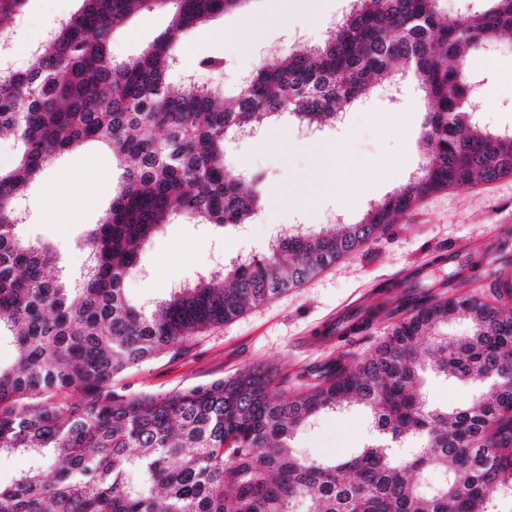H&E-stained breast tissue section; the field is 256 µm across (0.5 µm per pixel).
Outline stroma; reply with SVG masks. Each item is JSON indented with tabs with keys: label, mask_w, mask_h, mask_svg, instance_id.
I'll list each match as a JSON object with an SVG mask.
<instances>
[{
	"label": "stroma",
	"mask_w": 512,
	"mask_h": 512,
	"mask_svg": "<svg viewBox=\"0 0 512 512\" xmlns=\"http://www.w3.org/2000/svg\"><path fill=\"white\" fill-rule=\"evenodd\" d=\"M318 5L312 17L303 0H257L253 9L213 20L173 53L170 84L180 86L195 74L199 56L213 55L223 58L224 69L212 76V83L223 95L233 94L241 78L255 69L263 47L275 45L286 51L318 44L348 13L350 2L318 0ZM78 6V0H28L23 15L5 30L16 45L14 67H28V47ZM167 22L157 10L136 14L114 33V57L138 54ZM475 66L484 83L471 101L472 111L488 128L512 129V40L489 41ZM424 118L423 97L415 84L404 83L402 93L394 96L382 82L368 98L343 107L335 124L313 134H305L285 115L258 129L255 136L232 139L229 166L265 176L264 222L239 224L221 233L200 219L165 225L146 248L145 275L124 284L129 300L140 304L165 297L199 274L261 251L280 229L359 222L371 206L420 175L425 163L420 144ZM334 145L342 149L347 176L340 185L320 175L323 151ZM112 166L110 152L83 146L53 166L24 201L27 219L19 226V235L57 246L70 276H79L87 264L88 253L80 242L109 202L108 193L95 190L93 184ZM60 196L79 198L76 214L57 216ZM494 233L500 241L487 264L469 271L471 286L512 275V176L433 193L400 216L380 241L330 265L302 287L206 330L177 352L127 371L120 383L132 391L157 393L257 367L275 368L289 383H296L298 372L307 366L344 353L367 354L388 327L383 321L370 339L336 341L332 335L337 310L359 298L366 307H380L386 301L381 288L394 274L432 272L430 259L437 251L464 261V244ZM423 391L431 404L452 408L470 403L483 388L450 375H431ZM373 437L368 411L353 404L324 413L316 425L300 429L295 444L305 458L320 460L356 451Z\"/></svg>",
	"instance_id": "obj_1"
}]
</instances>
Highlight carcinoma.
<instances>
[{
	"label": "carcinoma",
	"mask_w": 512,
	"mask_h": 512,
	"mask_svg": "<svg viewBox=\"0 0 512 512\" xmlns=\"http://www.w3.org/2000/svg\"><path fill=\"white\" fill-rule=\"evenodd\" d=\"M27 2L0 0V26ZM79 2L29 68L0 71V133L17 141L15 164L0 169V338L17 349L0 368V452L31 454L0 486V512H498V499H512L511 275L449 298L418 280L388 287L401 317L386 338L301 373L291 394L267 368L163 394L118 381L361 250L428 194L512 175V131L488 129L468 107L480 89L475 57L512 38V0L456 13L440 0H353L321 43L260 63L229 98L193 78L173 90L169 59L188 33L251 0ZM153 8L169 14L167 28L142 53L114 58L116 28ZM397 64L430 104L416 180L356 224L287 230L149 309L129 302L126 280L172 220L224 228L258 214L260 176L226 165L228 138L284 114L320 129ZM223 67L213 56L197 62L207 75ZM89 143L109 147L121 174L83 240L85 272L71 280L53 272L56 247L17 234L18 204L52 162ZM378 315L363 311L343 335L369 336ZM455 315L470 335H448ZM428 372L490 386L466 407H433L420 390ZM61 392L80 399H55ZM353 400L377 438L348 457L305 459L297 430ZM432 471L447 477L427 490Z\"/></svg>",
	"instance_id": "cac0c4a2"
}]
</instances>
